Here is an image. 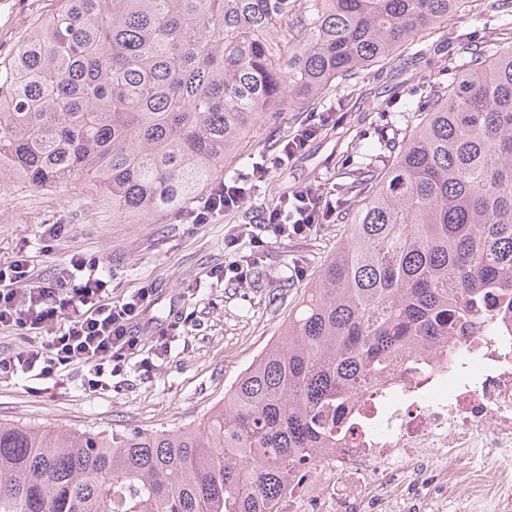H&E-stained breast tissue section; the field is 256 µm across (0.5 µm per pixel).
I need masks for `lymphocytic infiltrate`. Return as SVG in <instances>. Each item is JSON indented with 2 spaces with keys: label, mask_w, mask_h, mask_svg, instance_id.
Instances as JSON below:
<instances>
[{
  "label": "lymphocytic infiltrate",
  "mask_w": 512,
  "mask_h": 512,
  "mask_svg": "<svg viewBox=\"0 0 512 512\" xmlns=\"http://www.w3.org/2000/svg\"><path fill=\"white\" fill-rule=\"evenodd\" d=\"M243 200L241 187L222 183L183 218L190 224H206L218 213L239 208ZM335 212L332 202L306 186L270 211L262 230L276 238L299 236ZM152 296V288L145 286L128 298L113 300L98 260L78 253L52 281L41 279L27 258L17 256L0 265V325L35 330L43 338L0 358V369L35 371L40 378L59 380L69 366L84 364L94 371L87 382L89 391L107 389L104 372L136 350L132 325Z\"/></svg>",
  "instance_id": "lymphocytic-infiltrate-1"
}]
</instances>
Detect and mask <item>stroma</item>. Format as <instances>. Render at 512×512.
<instances>
[{"instance_id":"35a3bbf8","label":"stroma","mask_w":512,"mask_h":512,"mask_svg":"<svg viewBox=\"0 0 512 512\" xmlns=\"http://www.w3.org/2000/svg\"><path fill=\"white\" fill-rule=\"evenodd\" d=\"M56 6V0H0V59ZM452 26L455 33L495 42L502 33L497 0H473ZM444 37L434 29L422 40L403 43L393 57L368 70L357 88L326 93L314 111L325 124L294 159L284 160L282 146L311 114L259 119L239 155L224 163L225 182L243 181L245 200L211 223H185L176 210L134 223L113 214L88 182L65 190L18 184L0 191V263L20 252L41 278L51 280L80 253L99 260L113 299L145 285L154 289L135 328L137 350L109 377L107 390L88 391L93 373L83 364L71 366L57 386L0 371V422L117 436L203 423L239 374L276 340L290 310L335 252L344 227L329 221L305 237L268 235L260 247L248 237L230 242V234L241 224L259 226L283 196L304 185L319 187L337 208L348 207L343 174L370 162L358 143L383 144L387 156L400 147L410 123L401 108L438 82L447 65L439 49ZM416 54L422 61L414 66L409 59ZM256 167L266 170V177L248 180ZM47 224L61 225L60 237L43 236ZM234 262L243 269L242 280L211 278L213 268ZM162 331L169 350L160 357L156 345ZM144 359L154 370H141Z\"/></svg>"}]
</instances>
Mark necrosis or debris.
<instances>
[{
    "instance_id": "necrosis-or-debris-1",
    "label": "necrosis or debris",
    "mask_w": 512,
    "mask_h": 512,
    "mask_svg": "<svg viewBox=\"0 0 512 512\" xmlns=\"http://www.w3.org/2000/svg\"><path fill=\"white\" fill-rule=\"evenodd\" d=\"M353 405L278 512H512V307L402 361Z\"/></svg>"
}]
</instances>
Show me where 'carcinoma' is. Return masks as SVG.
I'll use <instances>...</instances> for the list:
<instances>
[{"mask_svg":"<svg viewBox=\"0 0 512 512\" xmlns=\"http://www.w3.org/2000/svg\"><path fill=\"white\" fill-rule=\"evenodd\" d=\"M57 2L0 61V188L89 180L132 219L197 198L260 115L356 87L468 4ZM443 48L457 78L404 106L420 119L390 165L347 174L346 236L224 404L119 439L0 422V512H273L350 398L512 304V41Z\"/></svg>","mask_w":512,"mask_h":512,"instance_id":"carcinoma-1","label":"carcinoma"}]
</instances>
